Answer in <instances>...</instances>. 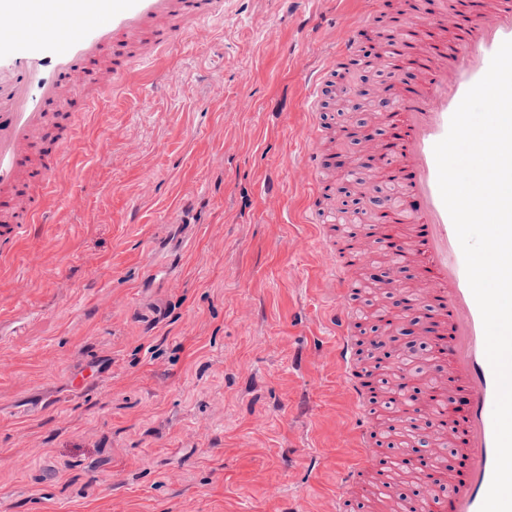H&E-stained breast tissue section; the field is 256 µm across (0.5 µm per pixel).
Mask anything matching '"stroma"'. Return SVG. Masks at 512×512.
<instances>
[{"instance_id": "35a3bbf8", "label": "stroma", "mask_w": 512, "mask_h": 512, "mask_svg": "<svg viewBox=\"0 0 512 512\" xmlns=\"http://www.w3.org/2000/svg\"><path fill=\"white\" fill-rule=\"evenodd\" d=\"M363 7L224 0L119 91L49 104L81 120L45 223L0 240V512H321L359 444L300 132ZM363 89L326 122L371 124Z\"/></svg>"}]
</instances>
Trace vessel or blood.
Wrapping results in <instances>:
<instances>
[{
  "label": "vessel or blood",
  "mask_w": 512,
  "mask_h": 512,
  "mask_svg": "<svg viewBox=\"0 0 512 512\" xmlns=\"http://www.w3.org/2000/svg\"><path fill=\"white\" fill-rule=\"evenodd\" d=\"M390 6V0H372L370 9L353 21L351 33L336 49V66L357 56L360 32ZM223 8V0H0V29L13 34L0 44V76L14 79L9 109L0 112V201L12 197L24 181L38 184L42 191L51 190L61 172L71 139L61 140L55 153L44 160L33 151L50 121L44 104L83 92L79 85L61 83L62 75L80 69L88 57L108 47L114 55L112 82L120 84L137 64L163 53L184 31H205ZM398 22L394 39L400 43L446 24L454 26L456 35L443 46L433 47V61L419 81L394 68L391 58H381V67L390 70L391 76L380 93L388 97L398 125L379 151L370 148L378 140L377 133L364 131L369 148L353 164L378 171L399 190L397 200H378L377 220L407 226L401 250L422 268L415 306L422 316H434L442 338L440 349L448 362L435 403L444 405L449 397L466 399L464 414H446L435 434L465 457L467 467L454 479L447 497H429L422 510L480 512L495 465L497 384L486 357L482 316L467 280L463 252L439 192L433 148L446 136L453 113L485 75L492 56L504 41L512 40V0H498L492 9L467 14L459 13L448 0H403ZM331 77L327 69L313 80L310 124L302 135L312 178L310 208L317 218L329 187L323 179L327 159L320 142L332 135L322 120ZM45 215L41 194L30 197L11 221L0 224V239L24 237L29 225L44 222ZM320 245L339 283L336 308L330 316L338 360L346 370L353 401L369 406L376 396L361 379L352 339L356 320L345 279L346 268L360 256L353 243L341 237L321 236ZM359 435L362 451L341 476L345 492L365 477L379 486L386 482L385 471L373 467L372 426H361Z\"/></svg>",
  "instance_id": "obj_1"
}]
</instances>
